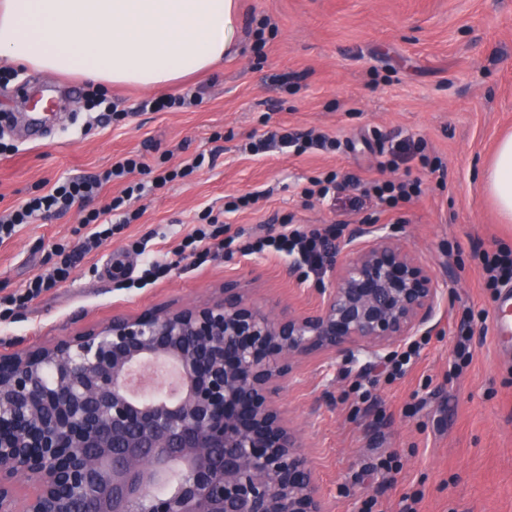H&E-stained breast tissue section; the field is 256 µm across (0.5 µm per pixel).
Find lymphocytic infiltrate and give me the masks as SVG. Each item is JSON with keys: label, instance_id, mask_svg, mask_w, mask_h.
I'll list each match as a JSON object with an SVG mask.
<instances>
[{"label": "lymphocytic infiltrate", "instance_id": "obj_1", "mask_svg": "<svg viewBox=\"0 0 512 512\" xmlns=\"http://www.w3.org/2000/svg\"><path fill=\"white\" fill-rule=\"evenodd\" d=\"M338 140L324 134H310L296 137L285 130L267 132L263 138L251 141L247 145L249 152L259 154L269 149H291L295 153H303L309 149L334 151L339 149ZM205 162L204 156H196L190 164L182 168L152 170L141 156H129L120 159L102 173L89 177H76L55 184L45 194L29 198L21 207L8 214L0 215V241L12 237L18 226L30 224L36 220H46L66 213L73 207L87 208L84 219L90 228L86 237L76 245L59 244L55 247L58 257L56 265L49 271L34 275L25 290L9 299L10 304L23 307L37 298L42 292L66 281L74 267L78 256L86 255L98 248L100 243L111 235V214L121 208L125 198L136 193H143L144 183L127 186L123 196L111 199L101 207H94L93 201L103 187L115 180L124 179L128 174L140 172L152 174L154 186L161 187L178 178L187 177L194 169L200 168ZM342 231L340 225L331 224L325 228H287L278 232L270 231L246 243L247 251L270 252L286 256H298L311 269H320L328 255L327 246L331 239L337 238ZM235 236L229 235L224 226L201 224L187 234L182 249L188 250L190 258L197 263L218 256L235 243Z\"/></svg>", "mask_w": 512, "mask_h": 512}]
</instances>
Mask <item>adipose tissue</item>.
Segmentation results:
<instances>
[{"instance_id": "obj_1", "label": "adipose tissue", "mask_w": 512, "mask_h": 512, "mask_svg": "<svg viewBox=\"0 0 512 512\" xmlns=\"http://www.w3.org/2000/svg\"><path fill=\"white\" fill-rule=\"evenodd\" d=\"M237 0H0V61L157 89L208 73L236 45ZM484 182L512 219V135Z\"/></svg>"}]
</instances>
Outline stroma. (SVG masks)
Listing matches in <instances>:
<instances>
[{
    "label": "stroma",
    "instance_id": "1",
    "mask_svg": "<svg viewBox=\"0 0 512 512\" xmlns=\"http://www.w3.org/2000/svg\"><path fill=\"white\" fill-rule=\"evenodd\" d=\"M238 50L206 77L174 86L199 106L140 112L116 124L87 110V82L12 68L0 82V214L56 181L88 177L141 155L179 168L205 154L209 166L148 188L125 204L131 224L77 260L68 281L26 307H0V355L46 346L114 315L214 299L225 280L248 284L272 313L314 305L328 273L288 280L289 261L261 254L221 255L195 265L176 251L204 211L242 239L282 225L323 227L339 221L375 225L408 243L441 280L433 329L403 376L385 370L387 353L346 360L310 359L289 375L278 399L312 462L329 512H512V345H497L491 321L500 293L487 287L482 253L512 250L481 172L499 138L512 133V0H238ZM56 82L53 124L35 129L26 91ZM320 132L341 142L334 153L296 155L243 146L268 131ZM423 141L441 165L423 169L405 149L395 170H380V142ZM334 171L351 185L336 203L303 196L313 178ZM420 178V197L381 211L364 197L366 182ZM259 193L252 207L225 211L233 197ZM79 208L20 227L0 242V297L21 291L56 261L54 246L87 232ZM147 240L176 267L144 288L124 287L113 270ZM473 313L469 360L456 355L466 313Z\"/></svg>",
    "mask_w": 512,
    "mask_h": 512
}]
</instances>
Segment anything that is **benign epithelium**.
I'll return each mask as SVG.
<instances>
[{
    "instance_id": "obj_1",
    "label": "benign epithelium",
    "mask_w": 512,
    "mask_h": 512,
    "mask_svg": "<svg viewBox=\"0 0 512 512\" xmlns=\"http://www.w3.org/2000/svg\"><path fill=\"white\" fill-rule=\"evenodd\" d=\"M346 250L302 314L274 316L231 279L210 303L0 355V512H327L282 381L311 355L427 333L440 303L400 240L360 224Z\"/></svg>"
}]
</instances>
